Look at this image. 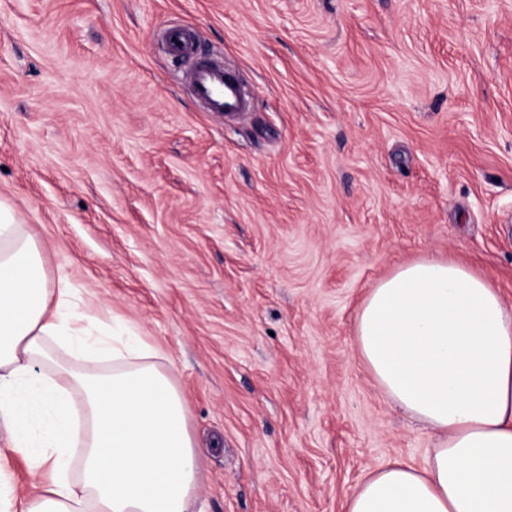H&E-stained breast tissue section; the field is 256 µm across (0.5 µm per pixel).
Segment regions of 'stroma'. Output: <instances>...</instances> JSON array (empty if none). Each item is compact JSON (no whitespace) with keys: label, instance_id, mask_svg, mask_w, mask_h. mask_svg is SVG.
Returning <instances> with one entry per match:
<instances>
[{"label":"stroma","instance_id":"obj_1","mask_svg":"<svg viewBox=\"0 0 512 512\" xmlns=\"http://www.w3.org/2000/svg\"><path fill=\"white\" fill-rule=\"evenodd\" d=\"M177 23L249 111L193 97ZM0 201L164 355L191 512H340L432 443L358 356L369 289L452 258L512 306V0H0Z\"/></svg>","mask_w":512,"mask_h":512}]
</instances>
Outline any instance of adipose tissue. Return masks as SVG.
Instances as JSON below:
<instances>
[{"mask_svg": "<svg viewBox=\"0 0 512 512\" xmlns=\"http://www.w3.org/2000/svg\"><path fill=\"white\" fill-rule=\"evenodd\" d=\"M31 225L0 201V426L33 491L13 512H190L200 462L157 353L102 332ZM359 356L433 439L370 471L341 512H512V308L469 266L422 258L371 288Z\"/></svg>", "mask_w": 512, "mask_h": 512, "instance_id": "obj_1", "label": "adipose tissue"}]
</instances>
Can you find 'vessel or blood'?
<instances>
[{"label":"vessel or blood","mask_w":512,"mask_h":512,"mask_svg":"<svg viewBox=\"0 0 512 512\" xmlns=\"http://www.w3.org/2000/svg\"><path fill=\"white\" fill-rule=\"evenodd\" d=\"M163 44L170 56L186 64V76L192 92L208 111L221 115L245 108L246 102L237 79L220 63L196 53L195 39L189 29L169 30Z\"/></svg>","instance_id":"1"}]
</instances>
